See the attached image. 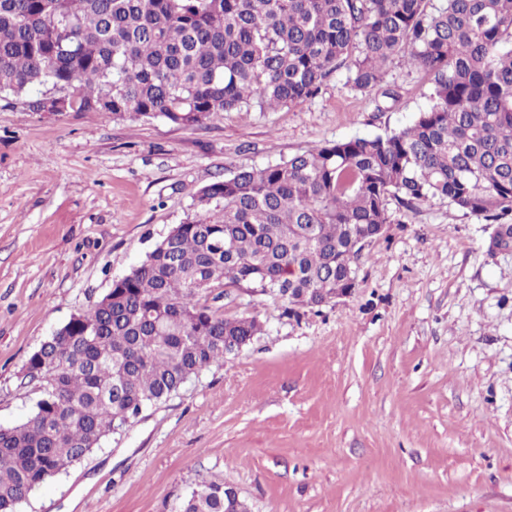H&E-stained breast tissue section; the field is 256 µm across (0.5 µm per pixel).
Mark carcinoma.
Listing matches in <instances>:
<instances>
[{
    "mask_svg": "<svg viewBox=\"0 0 512 512\" xmlns=\"http://www.w3.org/2000/svg\"><path fill=\"white\" fill-rule=\"evenodd\" d=\"M396 56L433 77L430 104L384 135L327 142L200 189L164 238L26 364L43 388L0 428V512L224 362L227 338L262 331L214 309L217 288L321 307L356 288L363 243L389 200H433L496 225L512 248V0H0V94L69 92L77 112L182 127L224 112L306 102L347 67L359 92ZM180 512H250L201 482Z\"/></svg>",
    "mask_w": 512,
    "mask_h": 512,
    "instance_id": "obj_1",
    "label": "carcinoma"
}]
</instances>
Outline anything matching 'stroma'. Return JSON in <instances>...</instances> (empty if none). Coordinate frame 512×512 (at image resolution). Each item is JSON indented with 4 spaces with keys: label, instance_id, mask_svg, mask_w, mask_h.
<instances>
[{
    "label": "stroma",
    "instance_id": "obj_1",
    "mask_svg": "<svg viewBox=\"0 0 512 512\" xmlns=\"http://www.w3.org/2000/svg\"><path fill=\"white\" fill-rule=\"evenodd\" d=\"M333 73L311 101L161 119L35 112L0 98V427L42 392L32 353L88 311L193 210L199 190L329 141L409 126L431 76L389 66L398 97ZM391 222L347 298L299 316L249 288L213 306L264 330L110 435L19 512H177L201 481L252 512H512V252L434 200Z\"/></svg>",
    "mask_w": 512,
    "mask_h": 512
}]
</instances>
